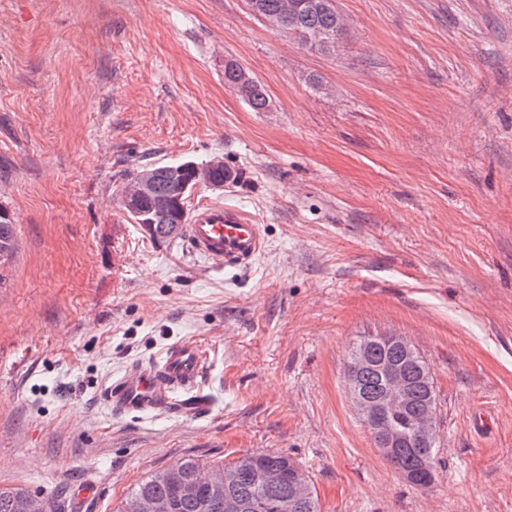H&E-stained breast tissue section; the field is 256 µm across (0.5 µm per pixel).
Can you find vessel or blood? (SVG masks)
<instances>
[{
  "instance_id": "1",
  "label": "vessel or blood",
  "mask_w": 512,
  "mask_h": 512,
  "mask_svg": "<svg viewBox=\"0 0 512 512\" xmlns=\"http://www.w3.org/2000/svg\"><path fill=\"white\" fill-rule=\"evenodd\" d=\"M194 250L215 267L245 266L262 250L259 225L235 209L202 207L186 227ZM206 353L201 344L183 341L168 346L159 362L127 369L107 388L106 401L120 414L144 413L160 407L198 411L202 403L193 390L202 376Z\"/></svg>"
}]
</instances>
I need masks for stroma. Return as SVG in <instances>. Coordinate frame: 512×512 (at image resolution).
<instances>
[{"instance_id":"obj_1","label":"stroma","mask_w":512,"mask_h":512,"mask_svg":"<svg viewBox=\"0 0 512 512\" xmlns=\"http://www.w3.org/2000/svg\"><path fill=\"white\" fill-rule=\"evenodd\" d=\"M321 53L248 0H0V487L116 512L185 457L288 453L321 512H512V0H336ZM235 62L269 95L224 83ZM223 157L196 188L259 224L250 265L158 244L130 174ZM369 334L405 337L438 398L435 482L411 486L345 388ZM196 339L198 415H119L108 380ZM224 83L234 89L253 110L267 109L269 97L264 86L240 66L233 63L224 66ZM15 227L7 211L0 209V265L15 248Z\"/></svg>"}]
</instances>
